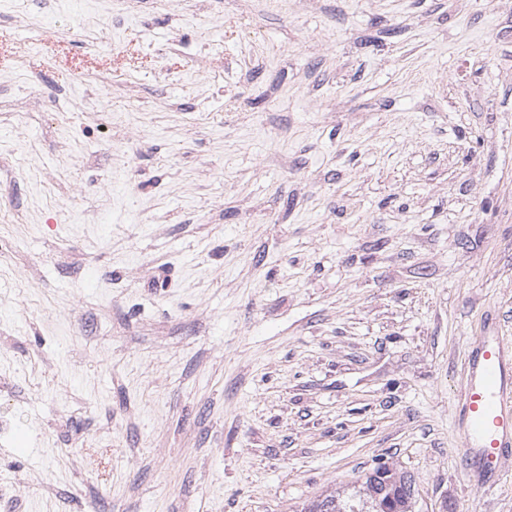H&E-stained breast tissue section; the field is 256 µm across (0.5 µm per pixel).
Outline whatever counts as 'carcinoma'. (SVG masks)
I'll return each instance as SVG.
<instances>
[{
	"mask_svg": "<svg viewBox=\"0 0 512 512\" xmlns=\"http://www.w3.org/2000/svg\"><path fill=\"white\" fill-rule=\"evenodd\" d=\"M412 503L413 493L405 476L393 480L368 472L343 490L310 501L301 512H386L393 505L407 512Z\"/></svg>",
	"mask_w": 512,
	"mask_h": 512,
	"instance_id": "cac0c4a2",
	"label": "carcinoma"
}]
</instances>
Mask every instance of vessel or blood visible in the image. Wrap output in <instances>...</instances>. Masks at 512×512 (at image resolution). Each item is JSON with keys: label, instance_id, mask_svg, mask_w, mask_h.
<instances>
[{"label": "vessel or blood", "instance_id": "obj_1", "mask_svg": "<svg viewBox=\"0 0 512 512\" xmlns=\"http://www.w3.org/2000/svg\"><path fill=\"white\" fill-rule=\"evenodd\" d=\"M456 413L461 453L480 484L493 488L512 461V339L492 333L476 345L461 378Z\"/></svg>", "mask_w": 512, "mask_h": 512}]
</instances>
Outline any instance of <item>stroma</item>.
<instances>
[{"instance_id": "obj_1", "label": "stroma", "mask_w": 512, "mask_h": 512, "mask_svg": "<svg viewBox=\"0 0 512 512\" xmlns=\"http://www.w3.org/2000/svg\"><path fill=\"white\" fill-rule=\"evenodd\" d=\"M0 237V512H512V0H0ZM459 448L473 476L496 487L512 457V341L493 332L476 345L460 381ZM379 465V474L394 472L384 460ZM377 472H368L360 481L347 485L343 490L310 501L301 512H387V509H392L391 505L401 509L396 512H414L407 511L415 503L409 480L402 473L397 476L394 472L396 480H391L389 476H377Z\"/></svg>"}]
</instances>
